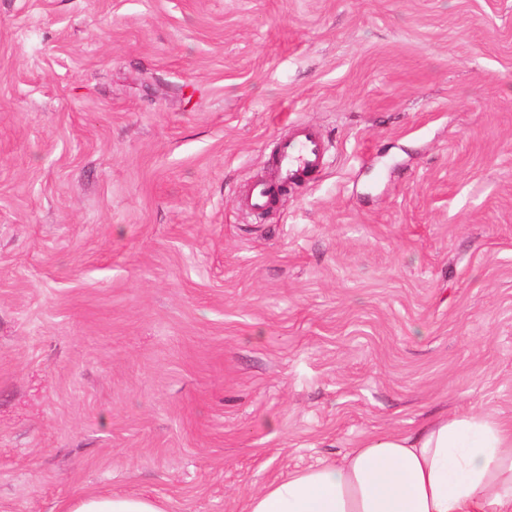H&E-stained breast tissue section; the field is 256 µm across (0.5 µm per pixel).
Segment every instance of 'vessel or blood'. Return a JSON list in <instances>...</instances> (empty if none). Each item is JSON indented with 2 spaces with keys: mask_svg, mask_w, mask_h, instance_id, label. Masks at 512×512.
Returning <instances> with one entry per match:
<instances>
[{
  "mask_svg": "<svg viewBox=\"0 0 512 512\" xmlns=\"http://www.w3.org/2000/svg\"><path fill=\"white\" fill-rule=\"evenodd\" d=\"M325 162V148L321 134L307 125H297L293 136L281 142L275 182L254 186L240 201L241 207L263 209L274 183H294L314 174Z\"/></svg>",
  "mask_w": 512,
  "mask_h": 512,
  "instance_id": "1",
  "label": "vessel or blood"
}]
</instances>
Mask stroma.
Returning <instances> with one entry per match:
<instances>
[{
  "instance_id": "stroma-1",
  "label": "stroma",
  "mask_w": 512,
  "mask_h": 512,
  "mask_svg": "<svg viewBox=\"0 0 512 512\" xmlns=\"http://www.w3.org/2000/svg\"><path fill=\"white\" fill-rule=\"evenodd\" d=\"M459 410L512 418V0H0V512H244ZM276 181L299 183L313 175L325 163V148L321 134L307 125H297L293 136L281 142ZM301 177V180L297 181ZM274 185L263 182L254 186L240 201V206L251 210L263 209L272 192ZM67 512H164L159 503L133 496H86L73 503Z\"/></svg>"
}]
</instances>
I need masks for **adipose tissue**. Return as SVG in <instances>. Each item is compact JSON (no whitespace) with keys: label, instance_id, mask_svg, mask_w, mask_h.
I'll list each match as a JSON object with an SVG mask.
<instances>
[{"label":"adipose tissue","instance_id":"1","mask_svg":"<svg viewBox=\"0 0 512 512\" xmlns=\"http://www.w3.org/2000/svg\"><path fill=\"white\" fill-rule=\"evenodd\" d=\"M68 512L164 510L148 498L90 495ZM245 512H512V420L455 412L412 434L367 436L251 495Z\"/></svg>","mask_w":512,"mask_h":512}]
</instances>
